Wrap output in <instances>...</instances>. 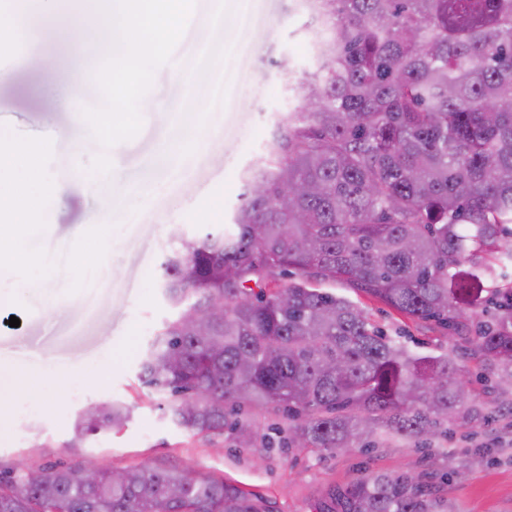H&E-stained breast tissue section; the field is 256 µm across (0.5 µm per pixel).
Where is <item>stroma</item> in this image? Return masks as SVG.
<instances>
[{
    "mask_svg": "<svg viewBox=\"0 0 512 512\" xmlns=\"http://www.w3.org/2000/svg\"><path fill=\"white\" fill-rule=\"evenodd\" d=\"M195 0L170 61L156 69L140 102L143 126L133 139L103 148L82 115L100 104L87 57L79 72L47 73L35 66L52 55L62 32L26 42L0 75V126L21 140L39 138L42 164L59 192L41 213L20 223L24 239L40 244L29 269L0 268V470L25 461L34 468L77 467L93 459L109 469H194L238 483L267 498L275 512H316L324 489L365 471L409 473L437 484L453 512H512V388L467 364L477 397L467 417L448 422L432 439L381 431L366 447L296 452L283 447L288 420L280 410L243 414L271 448H247L232 431L189 432L170 419L177 399L139 379L140 362L163 323L175 315L161 288V263L174 246L173 228L196 237L229 223L240 203L243 175L275 129L280 112L296 106L279 62L295 72L314 68V33L301 0ZM224 72L222 103L207 76ZM81 76L69 110L42 86ZM195 124L200 141L182 154L171 148ZM112 183L115 195L95 183ZM336 295L355 298L371 323L415 354L449 349L446 333L412 321L339 283ZM20 320L9 326L10 317ZM56 372L16 384L29 368L23 350ZM131 410L121 429L75 443L83 411L102 403Z\"/></svg>",
    "mask_w": 512,
    "mask_h": 512,
    "instance_id": "1",
    "label": "stroma"
}]
</instances>
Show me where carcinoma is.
Instances as JSON below:
<instances>
[{
	"mask_svg": "<svg viewBox=\"0 0 512 512\" xmlns=\"http://www.w3.org/2000/svg\"><path fill=\"white\" fill-rule=\"evenodd\" d=\"M318 24L316 66L282 73L283 113L232 223L161 264L166 321L141 378L180 397L172 422L222 433L224 404L288 412V447L349 448L381 427L433 435L469 411L461 361L512 384V0H300ZM300 279L283 288L280 277ZM343 282L460 339L410 352L328 291ZM82 415L75 440L129 419ZM19 465L0 471V512H272L222 478L165 468ZM318 512H452L412 475L369 472L329 488Z\"/></svg>",
	"mask_w": 512,
	"mask_h": 512,
	"instance_id": "1",
	"label": "carcinoma"
}]
</instances>
